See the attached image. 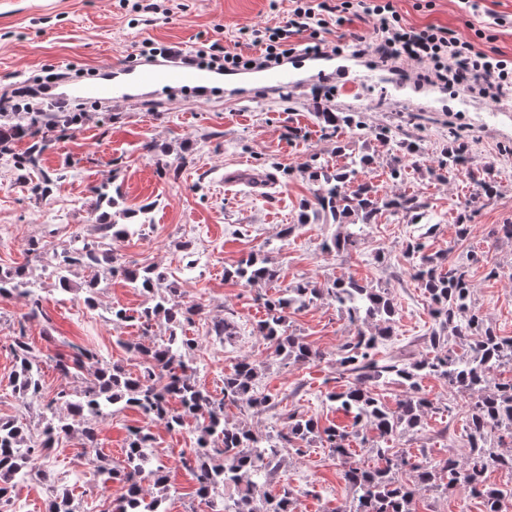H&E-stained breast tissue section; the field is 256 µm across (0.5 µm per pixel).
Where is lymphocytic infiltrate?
<instances>
[{
    "mask_svg": "<svg viewBox=\"0 0 512 512\" xmlns=\"http://www.w3.org/2000/svg\"><path fill=\"white\" fill-rule=\"evenodd\" d=\"M288 18L279 27H243L240 38L258 47L246 55L220 42L201 45L188 56L189 64L222 73L257 71L288 60L296 53L323 56L326 37L338 32L348 16L362 13L372 20V32L353 36L347 48L353 56L374 58L388 66L413 62L428 83L461 87L491 100L512 94V57L488 53L444 26L415 27L404 22L392 0H291Z\"/></svg>",
    "mask_w": 512,
    "mask_h": 512,
    "instance_id": "1",
    "label": "lymphocytic infiltrate"
}]
</instances>
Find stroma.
I'll list each match as a JSON object with an SVG mask.
<instances>
[{
  "instance_id": "obj_1",
  "label": "stroma",
  "mask_w": 512,
  "mask_h": 512,
  "mask_svg": "<svg viewBox=\"0 0 512 512\" xmlns=\"http://www.w3.org/2000/svg\"><path fill=\"white\" fill-rule=\"evenodd\" d=\"M169 11L146 19L120 7L118 0H0V98L11 96L25 80L43 70L102 71L114 63L134 65L144 40L185 52L202 43L230 44L242 26H278L286 12L272 13L268 0H163ZM484 15L465 12L461 0H394L407 23L437 24L476 38L482 49L496 48L512 56V26L487 28L489 14L512 19V0H481ZM347 66L348 80L312 78L292 86L287 97L269 94L257 78L240 95L218 93L211 102L185 96L168 102L164 96L146 97L134 104L101 107L91 98L69 96L79 106L75 132L52 136L40 170L17 169L14 159L24 153L29 139L15 141L12 151L0 155V268L25 267L31 288L42 297V315L27 317L21 298L0 297V420L26 418L38 432L37 406H27L14 392L15 362L8 344L22 333L39 357L45 397L59 387L82 391L88 372L62 377L53 358L73 342L94 350L103 360L138 374L140 359L127 344L168 337L165 322L143 333L134 322H117L114 306L138 310L144 296L114 276L96 297L84 302V272L72 267L69 289H61L47 263H30L25 249L40 241L46 250L65 244L72 236L98 235L88 217L95 206L94 190L107 186L116 210L132 212L143 223L141 232L113 240L119 263L156 266L166 271L186 306L199 304L201 316L187 328L193 347L186 359L196 382L211 394H220L224 374L243 357L263 365L256 390L276 396L274 411L249 407L225 409L226 420L252 431L273 435L283 430L288 413L299 412L323 426L345 427L349 418L337 412L326 392L342 391L347 376L336 368L338 347L354 336L351 325L330 299L289 318V330L318 351L316 360L287 362L275 356L255 331L262 318V297L276 294L302 280L323 285L333 279L354 278L380 288L393 299L397 314L394 334L380 347L383 356L399 353L419 358L430 351L427 336L434 325L430 302L409 271L406 244L423 239L428 253H442L463 263L473 284L471 306L487 327L512 336V239L497 235L500 224H512V100L492 103L462 91L423 86L418 67H379L348 53L336 56ZM332 90L319 99L318 88ZM357 112L368 128L360 135L343 129L325 137L319 111ZM388 128L405 142L407 167L400 182L388 177L391 156L373 134ZM469 145V172L463 176H433L453 135ZM371 157L359 171L380 194L414 193L423 207L418 218L383 214L368 225L358 251L339 256L322 252L321 244L343 232L331 218L309 216L300 222V204L312 198L316 183L301 171L304 162L317 160L336 167ZM48 173L55 182L47 199L31 191ZM268 175L265 186L251 180ZM492 176L493 195L481 182ZM467 214L470 233L456 237V222ZM290 235H282L284 225ZM265 256L278 272L272 282L255 286L228 279L225 269L249 253ZM230 319L237 327L232 342L211 331L213 322ZM423 393L436 406L424 418L420 431L399 438L397 445L412 449L420 461L463 456L462 437L468 400L444 381L432 376L421 381ZM148 426L153 451L169 475L163 512H211L195 494L196 481L185 466L196 446L194 427L171 432L163 423L146 422L134 407L119 408L95 422L101 456L111 463L123 458L130 429ZM82 437L72 432L61 439L49 457L50 482L29 478L15 483L12 496L25 512H46L49 485L70 487L74 512H113L126 494L122 483L98 485L85 454ZM374 466L367 449L353 446L348 463H341L319 441L306 454L284 452L272 479L256 487L255 498L289 486L297 493L302 512H348L352 491L343 478L346 464ZM412 512H482L480 499L451 492L440 496L420 492Z\"/></svg>"
}]
</instances>
